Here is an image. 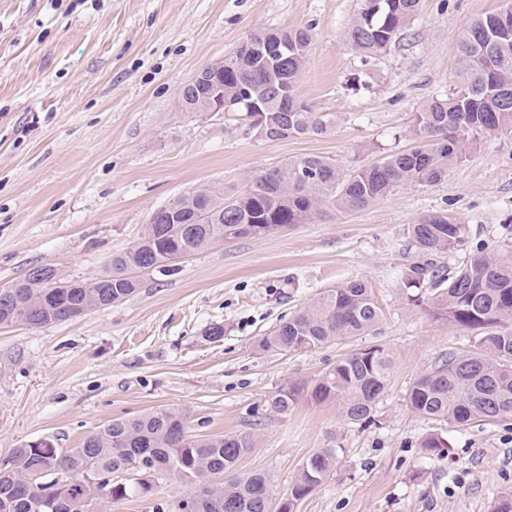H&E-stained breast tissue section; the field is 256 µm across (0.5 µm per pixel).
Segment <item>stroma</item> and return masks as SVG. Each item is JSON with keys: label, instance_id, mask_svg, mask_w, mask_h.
<instances>
[{"label": "stroma", "instance_id": "35a3bbf8", "mask_svg": "<svg viewBox=\"0 0 512 512\" xmlns=\"http://www.w3.org/2000/svg\"><path fill=\"white\" fill-rule=\"evenodd\" d=\"M504 0H421L390 50L361 63L346 40L358 0H0V286L52 264L68 277L103 274L150 215L202 186L242 193L266 168L306 154L346 171L413 148L412 118L459 84L457 41ZM305 29L311 49L299 94L327 133L270 141L232 112H184L180 90L255 30ZM470 241L512 256V136L481 140L436 185L402 186L353 212L224 241L145 274L119 304L32 329L0 327V456L47 438L76 448L110 421L157 407L188 417L195 437L249 436L238 464L287 494L303 461L337 451L331 476L296 512H493L512 488V421L443 426L413 413L406 391L468 331L409 305L401 275L417 261L409 225L440 210ZM368 280L379 330L315 351H262L257 342L320 289ZM223 326L219 339L205 334ZM396 354L369 423L302 398L276 413L288 380L313 382L352 348ZM442 432L450 458L425 455ZM111 512H179L177 474Z\"/></svg>", "mask_w": 512, "mask_h": 512}]
</instances>
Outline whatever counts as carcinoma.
Wrapping results in <instances>:
<instances>
[{
  "mask_svg": "<svg viewBox=\"0 0 512 512\" xmlns=\"http://www.w3.org/2000/svg\"><path fill=\"white\" fill-rule=\"evenodd\" d=\"M419 0H360L347 39L364 60L386 52L401 39ZM486 13L465 28L457 42L460 84L427 98L415 112L412 132L419 146L388 155L369 167L345 172L335 161L304 155L255 177L249 192L230 200L208 189L209 219L201 224H147L131 248L112 255L107 271L91 279H70L52 292L28 280L17 298L0 295V326L33 327L65 322L79 312L119 303L131 296L137 268L165 259L167 247L191 253L245 236H265L295 224H309L330 209L368 207L407 183L433 186L465 162L473 145L512 133V30L495 33ZM280 52H267L256 40L255 58L224 69V99L251 92L264 97L288 90V105L272 102L264 120L282 140L327 131L328 120L297 94L311 37L302 29L279 30ZM181 219L203 202L182 195L171 202ZM420 261L404 272L402 288L413 304L427 303L431 314L474 332L472 349L450 352L411 384L407 405L415 414L446 425L512 419V258L482 243L469 245L465 225L437 211L409 225ZM462 251L454 268L437 257ZM381 322L372 285L352 279L323 289L267 336L263 351L306 352L369 335ZM394 353L383 345L343 355L312 383L287 381L268 400L285 413L301 398L334 403L352 424L371 420L385 391ZM251 447L246 435L194 438L187 414L174 407L155 408L115 419L87 436L77 448L63 450L48 441L26 442L0 457V512H106L112 502L152 492L147 479L123 482L126 473L158 475L173 470L192 493L189 512H295L300 500L336 469L337 450L321 448L301 465L288 495L279 496L267 473L240 476L237 466ZM420 448L446 457L451 448L440 433L428 434Z\"/></svg>",
  "mask_w": 512,
  "mask_h": 512,
  "instance_id": "carcinoma-1",
  "label": "carcinoma"
}]
</instances>
